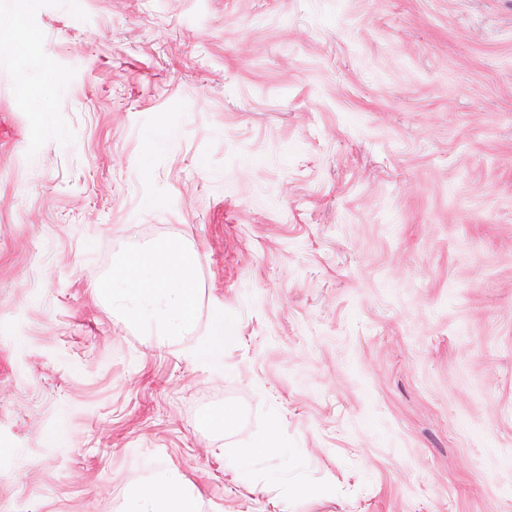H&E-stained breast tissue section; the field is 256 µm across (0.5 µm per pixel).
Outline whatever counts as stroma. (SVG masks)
I'll return each mask as SVG.
<instances>
[{
  "label": "stroma",
  "instance_id": "obj_1",
  "mask_svg": "<svg viewBox=\"0 0 512 512\" xmlns=\"http://www.w3.org/2000/svg\"><path fill=\"white\" fill-rule=\"evenodd\" d=\"M6 40L0 512L163 463L200 512H512V0H39ZM170 238L211 367L91 294ZM224 336V316L215 317L209 330L200 336L195 348L196 357L204 363L218 362L222 359L224 342L231 341L234 336ZM281 450L280 444L276 438L269 436L263 441H258L246 446L245 448H238V460L243 463H249L259 456L275 455Z\"/></svg>",
  "mask_w": 512,
  "mask_h": 512
}]
</instances>
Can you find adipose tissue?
I'll return each instance as SVG.
<instances>
[{
	"label": "adipose tissue",
	"instance_id": "obj_1",
	"mask_svg": "<svg viewBox=\"0 0 512 512\" xmlns=\"http://www.w3.org/2000/svg\"><path fill=\"white\" fill-rule=\"evenodd\" d=\"M199 255L182 240L167 239L118 259L108 280L91 277L92 290L113 314L163 342L198 335L196 357L220 361L224 352V319L216 317L198 334L194 317ZM193 485L176 468L159 466L151 480L130 490L122 512H198Z\"/></svg>",
	"mask_w": 512,
	"mask_h": 512
}]
</instances>
